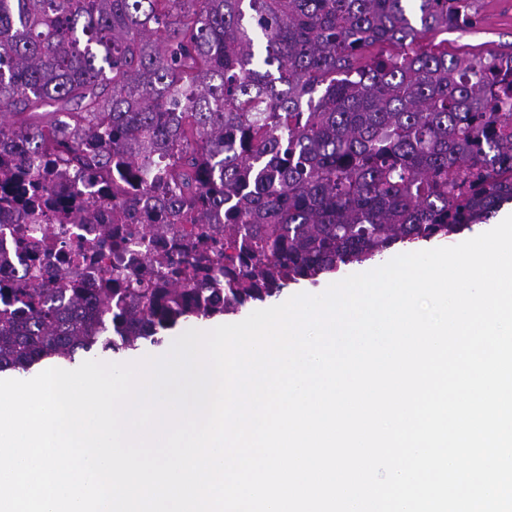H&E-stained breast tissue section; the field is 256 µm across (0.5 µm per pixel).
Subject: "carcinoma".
I'll use <instances>...</instances> for the list:
<instances>
[{
  "instance_id": "1",
  "label": "carcinoma",
  "mask_w": 512,
  "mask_h": 512,
  "mask_svg": "<svg viewBox=\"0 0 512 512\" xmlns=\"http://www.w3.org/2000/svg\"><path fill=\"white\" fill-rule=\"evenodd\" d=\"M480 0H0V372L135 349L512 202V51ZM90 181L85 197L76 183ZM57 224L112 270L45 268ZM481 21L473 30H452L447 34H427L423 43L448 38V53L485 50L500 44H512V0H482ZM503 2H510V5ZM31 224H1L0 225V251H8L13 256L15 253L16 239L26 230L30 228ZM14 270L16 274L24 273L25 264L21 261L17 254L14 256Z\"/></svg>"
}]
</instances>
